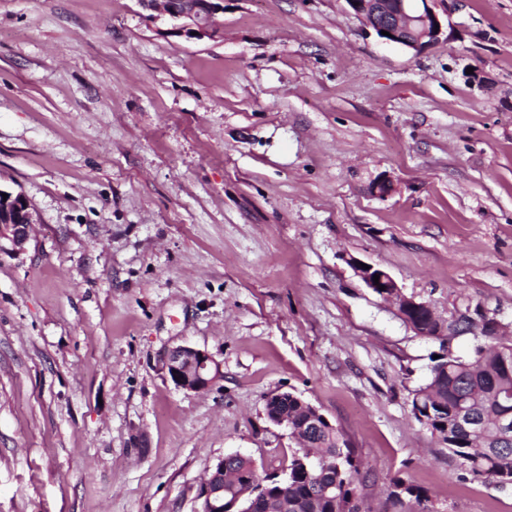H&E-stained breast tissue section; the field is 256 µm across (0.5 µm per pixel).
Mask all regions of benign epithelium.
I'll return each instance as SVG.
<instances>
[{
	"label": "benign epithelium",
	"mask_w": 512,
	"mask_h": 512,
	"mask_svg": "<svg viewBox=\"0 0 512 512\" xmlns=\"http://www.w3.org/2000/svg\"><path fill=\"white\" fill-rule=\"evenodd\" d=\"M146 10H158L174 22L173 31L186 37L201 39L218 31L217 18L224 13V0H139ZM363 25L372 29L386 44L403 46L417 54L438 43L444 34L441 20L435 12L434 0H346ZM389 35H384V32ZM0 189V239L8 240L18 250L30 237L33 215L28 200L20 193H7ZM355 275L370 289L381 285L403 309H414L422 303L400 292L395 280L386 271L352 260ZM379 282H374V276ZM165 369L176 387L187 391H202L210 387L219 376V365L204 350L178 345L169 350ZM288 401V393H275L266 399L271 421L279 426L291 425L288 410L277 406ZM201 512H235L224 507V462H219L200 488Z\"/></svg>",
	"instance_id": "1"
}]
</instances>
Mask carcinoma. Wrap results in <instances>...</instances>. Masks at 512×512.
Masks as SVG:
<instances>
[{"label": "carcinoma", "mask_w": 512, "mask_h": 512, "mask_svg": "<svg viewBox=\"0 0 512 512\" xmlns=\"http://www.w3.org/2000/svg\"><path fill=\"white\" fill-rule=\"evenodd\" d=\"M405 314L419 332L436 333L426 312ZM469 317L468 311L451 315L437 337L449 345L472 332L469 356L449 350L435 359L428 382L413 392V412L448 444V457L472 478L512 488V338L499 334L492 318L474 323ZM288 413L293 428L304 429L307 440L292 456L288 481L262 487L249 458L230 457L224 505L248 512H371L363 508L365 476L356 451L338 428L313 419L310 408L291 398ZM251 488L260 489V494H247ZM405 496L411 503L405 512H435L424 490L393 480L388 499L401 506Z\"/></svg>", "instance_id": "1"}]
</instances>
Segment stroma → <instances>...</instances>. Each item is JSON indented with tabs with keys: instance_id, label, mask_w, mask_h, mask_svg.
Returning a JSON list of instances; mask_svg holds the SVG:
<instances>
[{
	"instance_id": "1",
	"label": "stroma",
	"mask_w": 512,
	"mask_h": 512,
	"mask_svg": "<svg viewBox=\"0 0 512 512\" xmlns=\"http://www.w3.org/2000/svg\"><path fill=\"white\" fill-rule=\"evenodd\" d=\"M447 37L381 42L346 0H224L210 38L138 0H0V512H201L225 456L296 448L292 392L437 512H512L412 410L438 342L358 259L441 318L512 332V0H435ZM389 177L393 192L374 194ZM177 344L220 367L202 392ZM2 193L7 194L3 201ZM33 215L30 203L21 194L0 189V240H8L15 249H22L30 237ZM360 263L368 265L369 269H363V267L360 266ZM351 266L355 272V275L366 285V287L370 288L373 292H374V289L376 288V292H377L376 294L379 295L380 297L386 298L385 296L382 295V292L383 291L386 292L385 289L388 290L389 294L384 293V295H387V296H390V297H393L394 299H396L398 301V304L402 305L403 309L406 310V311H404V313L409 318L406 315H404V313H402L404 318L402 316L401 317L407 324L412 325V323L409 320V319H411L419 332L426 333L427 335H434L436 333L437 330L434 327L433 322L426 315L425 311L408 310V309L418 308L421 306L428 308V306H427V305H429L428 303L425 302L427 304L426 305V304H424V301H420V300L416 299L418 301L417 302L413 297H411V296L407 297V296L403 295L400 292V289L398 288L395 280L391 277V275L389 273H387L383 269L376 268L371 264L365 263L363 261L355 260V259H352ZM375 275H379V281H378L379 285H375V282H374ZM379 286H385V289L384 290L377 289V288H379ZM419 301L423 302V303H420ZM165 369L176 387L187 391H202L219 376V365L204 350L178 345L169 350Z\"/></svg>"
}]
</instances>
